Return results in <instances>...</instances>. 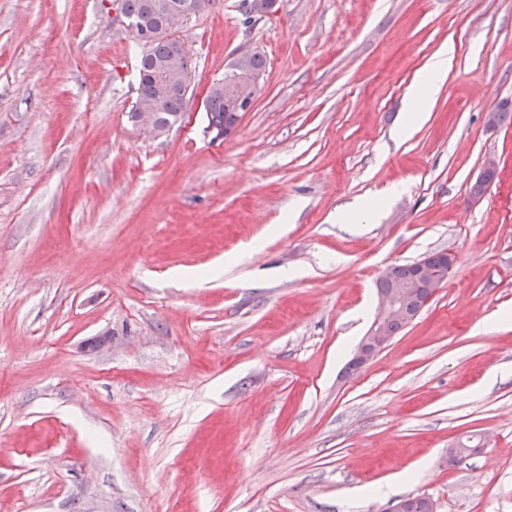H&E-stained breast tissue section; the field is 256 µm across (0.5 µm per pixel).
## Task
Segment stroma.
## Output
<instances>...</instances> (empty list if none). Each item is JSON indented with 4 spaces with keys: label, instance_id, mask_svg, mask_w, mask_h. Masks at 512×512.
Returning <instances> with one entry per match:
<instances>
[{
    "label": "stroma",
    "instance_id": "35a3bbf8",
    "mask_svg": "<svg viewBox=\"0 0 512 512\" xmlns=\"http://www.w3.org/2000/svg\"><path fill=\"white\" fill-rule=\"evenodd\" d=\"M174 34L189 101L156 138L100 0H0V512H512V123L484 120L512 0H217ZM254 47L261 92L212 141L205 91ZM441 249L443 288L343 377L380 271ZM451 48L442 49L432 60L424 74L415 82L408 94L409 122L407 128L413 126L424 114L437 91L441 88L448 71Z\"/></svg>",
    "mask_w": 512,
    "mask_h": 512
}]
</instances>
